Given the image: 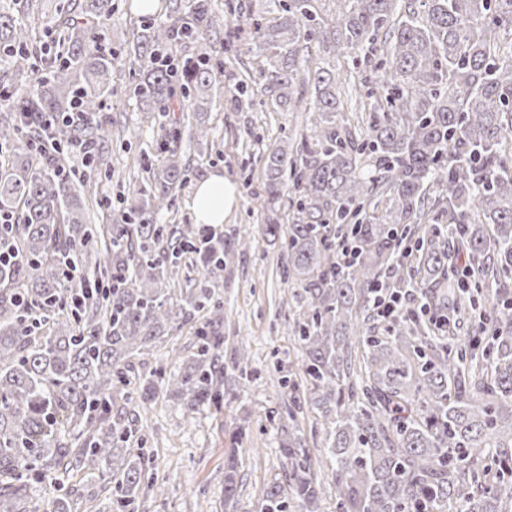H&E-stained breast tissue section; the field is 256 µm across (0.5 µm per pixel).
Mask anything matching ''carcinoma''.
<instances>
[{"label":"carcinoma","mask_w":512,"mask_h":512,"mask_svg":"<svg viewBox=\"0 0 512 512\" xmlns=\"http://www.w3.org/2000/svg\"><path fill=\"white\" fill-rule=\"evenodd\" d=\"M113 9L112 0L0 6V58L19 85L0 91V212L12 216L0 247L22 257L0 264V512H38L29 481L53 484L61 470L112 485L107 510L88 512H137L148 492L165 498L162 484L145 482L152 460L130 413L174 394L190 416L225 395L216 288L250 231L226 240L156 223L202 173L178 153L182 125L171 114H193L198 155L214 147L205 117L224 61L210 36L224 16L212 0L176 2L129 48L140 72L132 93L160 143L130 185L122 223L98 233L86 215L102 204L99 181L71 186L64 144L81 141L112 170L103 148L124 131L99 113L118 58L91 43ZM47 10L48 46L28 20ZM187 44L192 55L170 62ZM224 48L250 58L224 91L233 111L302 104L309 123L256 158L265 231L284 238L282 276L307 294L295 329L308 398L284 402L286 483L267 486L262 512H320L301 426L309 409L322 419L336 512H512V0H264L225 30ZM73 111L85 123L45 128ZM188 254L197 287L177 291ZM450 255L470 263L468 277L449 272ZM73 264L92 268L96 288L68 274ZM408 292L415 307L381 317L379 295ZM476 313L478 332L456 336ZM187 324L189 366L128 376L143 350ZM61 425L78 430L74 442ZM235 471L224 475V512L236 509ZM74 504L65 491L50 512Z\"/></svg>","instance_id":"carcinoma-1"}]
</instances>
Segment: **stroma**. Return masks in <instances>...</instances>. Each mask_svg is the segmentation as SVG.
Masks as SVG:
<instances>
[{"label": "stroma", "mask_w": 512, "mask_h": 512, "mask_svg": "<svg viewBox=\"0 0 512 512\" xmlns=\"http://www.w3.org/2000/svg\"><path fill=\"white\" fill-rule=\"evenodd\" d=\"M167 0H158L152 13L139 11L134 0H114L108 37L120 53L122 67L112 76L117 93L108 103L105 118L125 126L124 144L113 147L119 172L102 187L110 202L92 208L93 224H112L126 206L130 177L141 175L156 155V132L140 120L139 104L130 88L136 66L128 54L131 34L140 25L166 19ZM301 112H234L214 105L209 117L216 149L202 162L203 175L222 172L240 183L239 203L231 225H248L251 243L227 262L220 275L224 298L226 339L219 351L218 366L233 377L239 352H247L253 375L247 384L227 395L220 407L206 406L195 419L185 417L181 400L160 398L141 412L139 425L148 441L145 450L153 459L149 479L164 482L165 502L144 496L139 512H224V458L237 452V512H260L264 488L285 479V460L278 447L280 437L271 418L282 412L286 399L277 386L280 371L300 375L304 350L294 333V321L306 302L300 286L284 281L278 258L279 242L266 237L265 212L253 202L264 179L254 156L265 145L283 136L303 134ZM252 136H245V129ZM189 329H182L176 344H160L144 351L136 361L137 372L157 366L176 369L193 354ZM250 415L245 438H236L237 419Z\"/></svg>", "instance_id": "35a3bbf8"}]
</instances>
